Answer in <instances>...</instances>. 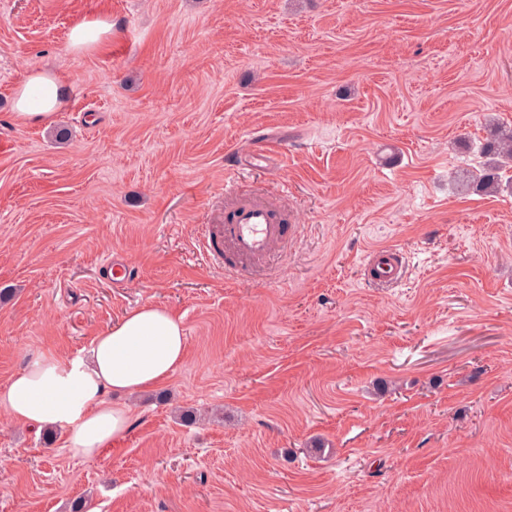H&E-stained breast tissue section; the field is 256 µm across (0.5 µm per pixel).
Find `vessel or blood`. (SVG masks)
Listing matches in <instances>:
<instances>
[{
    "mask_svg": "<svg viewBox=\"0 0 512 512\" xmlns=\"http://www.w3.org/2000/svg\"><path fill=\"white\" fill-rule=\"evenodd\" d=\"M224 215L217 224L202 225L199 246L208 261L228 272L247 276L268 268L275 247L298 234L280 200L263 193H240L235 179L224 182ZM367 277L377 286L397 282L401 259L396 249L374 250L366 264Z\"/></svg>",
    "mask_w": 512,
    "mask_h": 512,
    "instance_id": "1",
    "label": "vessel or blood"
}]
</instances>
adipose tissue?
I'll return each instance as SVG.
<instances>
[{
  "instance_id": "ef3b65f1",
  "label": "adipose tissue",
  "mask_w": 512,
  "mask_h": 512,
  "mask_svg": "<svg viewBox=\"0 0 512 512\" xmlns=\"http://www.w3.org/2000/svg\"><path fill=\"white\" fill-rule=\"evenodd\" d=\"M69 93L59 73H31L18 87L13 118L21 124H49ZM186 349L182 321L171 311L143 304L126 312L72 357L43 354L0 388V412L20 426H54L64 432L76 458L90 459L127 434V406L108 393L134 394L170 380Z\"/></svg>"
}]
</instances>
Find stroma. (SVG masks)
<instances>
[{"label": "stroma", "instance_id": "obj_1", "mask_svg": "<svg viewBox=\"0 0 512 512\" xmlns=\"http://www.w3.org/2000/svg\"><path fill=\"white\" fill-rule=\"evenodd\" d=\"M41 68L68 99L17 123ZM497 125L512 0H0V387L146 303L187 337L95 458L0 415V512H512V194L458 181ZM231 176L300 226L253 279L198 247ZM112 29V23L101 19L85 20L76 25L70 34V44L78 51L94 48L101 35ZM368 281L376 286L389 285L397 282L401 275L402 265L397 250L381 247L374 250L366 264Z\"/></svg>", "mask_w": 512, "mask_h": 512}]
</instances>
